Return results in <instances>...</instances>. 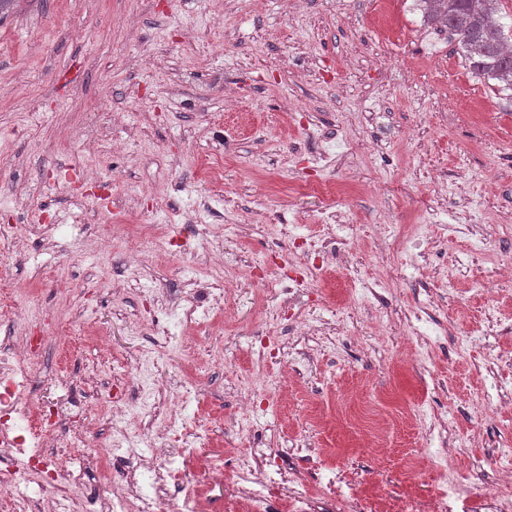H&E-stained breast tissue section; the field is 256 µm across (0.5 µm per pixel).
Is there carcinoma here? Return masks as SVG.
Returning <instances> with one entry per match:
<instances>
[{
	"label": "carcinoma",
	"mask_w": 512,
	"mask_h": 512,
	"mask_svg": "<svg viewBox=\"0 0 512 512\" xmlns=\"http://www.w3.org/2000/svg\"><path fill=\"white\" fill-rule=\"evenodd\" d=\"M429 22L441 25L459 43L470 72L512 90V46L509 35L493 21L502 0H417Z\"/></svg>",
	"instance_id": "obj_1"
}]
</instances>
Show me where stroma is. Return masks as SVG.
Returning a JSON list of instances; mask_svg holds the SVG:
<instances>
[{
  "label": "stroma",
  "mask_w": 512,
  "mask_h": 512,
  "mask_svg": "<svg viewBox=\"0 0 512 512\" xmlns=\"http://www.w3.org/2000/svg\"><path fill=\"white\" fill-rule=\"evenodd\" d=\"M62 168L88 170L107 204L60 183ZM328 206L360 227L349 269L330 268L331 293L296 315L274 294L256 306L255 261L319 237ZM4 217L18 285L0 304L66 327L32 387L94 377L88 439L110 443L137 349L180 337L154 368L158 421L172 450L209 436L178 472L202 512L231 495L210 461L250 441L311 486L334 476L378 493L379 512L446 489L495 512L480 494L512 448V405L481 401L512 394V90L475 77L417 0H22L0 21ZM146 217L174 225L176 245L137 248ZM197 224L209 239L192 238ZM232 224L252 230L226 285ZM407 224L428 225L429 242L399 245ZM200 280L229 287L226 309L189 326L156 305ZM366 285L378 291L365 306ZM417 311L425 361L408 356ZM265 334L270 356L254 345ZM189 375L196 392L171 415ZM424 450L447 467H418Z\"/></svg>",
  "instance_id": "obj_1"
}]
</instances>
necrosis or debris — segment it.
Returning a JSON list of instances; mask_svg holds the SVG:
<instances>
[{
    "mask_svg": "<svg viewBox=\"0 0 512 512\" xmlns=\"http://www.w3.org/2000/svg\"><path fill=\"white\" fill-rule=\"evenodd\" d=\"M336 212L323 218L327 228L320 238L306 242L274 275H262L265 286L278 287L280 294L296 300L311 294L312 283L322 261L347 257L358 239L357 225L339 237L332 228ZM44 331L25 330L22 337H0V512H197L198 491L189 483L178 491L165 489L176 458L193 457L201 436L183 440L176 453L164 452V436L142 430L140 440L121 437L114 442L123 459L139 460V468L128 471L121 487L110 494L80 493L90 468L101 465V453L63 456L53 443L59 430H67L71 443L84 440L72 407L58 400H33L28 383L40 364L45 345ZM153 455H144V448ZM210 469L235 487L237 512H375L370 499L346 491L328 480L312 489L305 477L290 472L268 455L237 453L232 466L214 460Z\"/></svg>",
    "mask_w": 512,
    "mask_h": 512,
    "instance_id": "4bbe7bcc",
    "label": "necrosis or debris"
}]
</instances>
